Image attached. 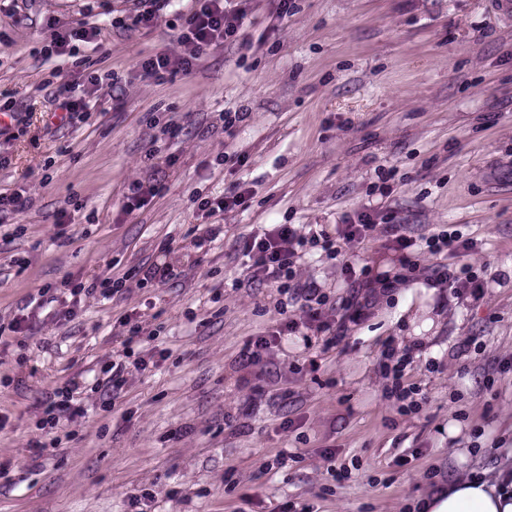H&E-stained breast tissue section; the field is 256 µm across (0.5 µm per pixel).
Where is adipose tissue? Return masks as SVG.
I'll return each instance as SVG.
<instances>
[{
  "mask_svg": "<svg viewBox=\"0 0 512 512\" xmlns=\"http://www.w3.org/2000/svg\"><path fill=\"white\" fill-rule=\"evenodd\" d=\"M501 480L498 472L457 476L427 495L423 512H512V489Z\"/></svg>",
  "mask_w": 512,
  "mask_h": 512,
  "instance_id": "obj_1",
  "label": "adipose tissue"
}]
</instances>
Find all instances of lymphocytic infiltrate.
<instances>
[{
    "instance_id": "1",
    "label": "lymphocytic infiltrate",
    "mask_w": 512,
    "mask_h": 512,
    "mask_svg": "<svg viewBox=\"0 0 512 512\" xmlns=\"http://www.w3.org/2000/svg\"><path fill=\"white\" fill-rule=\"evenodd\" d=\"M244 2L193 0L177 32L179 51L160 52L142 59L140 66L144 75L162 82L169 75L190 72L207 51L237 40L248 16ZM251 198V191L243 182L231 185L219 195L196 192L201 222L194 225L192 231L197 248L209 252L224 233L223 225L216 222L217 217L246 210ZM376 235L383 237L390 257L387 269L379 272L359 263L360 250ZM310 247L333 258L342 257L341 271L348 293L339 305H330L323 285L314 276L304 274L303 259ZM476 247L474 238L451 228L413 235L408 225L371 205L345 214L337 224H268L242 237L238 252L245 260L249 282L276 288L281 297L275 324L263 334L250 338L240 355L239 382L249 391L248 407H255L265 394L249 377L250 364L258 361L264 352L278 347L286 336L299 338L307 346L320 337L325 347H333L352 326L368 317L381 296L419 278L421 270L416 262L419 254L445 257V264L431 271L433 282L447 286L454 294L476 301L483 299L490 281L464 261ZM157 250L158 260L138 264L115 278L105 277L88 284L81 277L69 276L61 282L59 291L68 295L70 306L63 311H49V318L74 317L82 298L95 293L108 299L180 278V271L165 260L166 254L173 250L172 239H165ZM118 325L123 351L118 357L105 361L101 376L92 387L93 393L106 405L124 396L133 371L146 369L158 354L157 349H143L147 330L137 314L123 315ZM410 359L409 349L395 341L383 344L381 368L389 381L388 395L398 402L404 413L418 406L415 388L404 383ZM84 384L82 374L77 373L54 388L40 404L39 429L51 432L62 428L64 423L84 417L86 408L81 397Z\"/></svg>"
}]
</instances>
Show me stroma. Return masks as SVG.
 <instances>
[{
  "instance_id": "stroma-1",
  "label": "stroma",
  "mask_w": 512,
  "mask_h": 512,
  "mask_svg": "<svg viewBox=\"0 0 512 512\" xmlns=\"http://www.w3.org/2000/svg\"><path fill=\"white\" fill-rule=\"evenodd\" d=\"M496 2L293 0L283 17L278 0H248L237 41L158 83L140 61L176 50L189 0L136 30L118 25L133 0H0V105L27 120L0 135V193L32 199L0 217V323L34 326L0 336V458L13 463L0 512H136L130 499L144 489L147 512H417L452 473L512 469V380L496 371L512 355V15ZM55 24L100 35L47 60ZM109 72L112 87L83 121L57 117L52 90ZM228 110L249 115L231 137L219 119ZM160 139L174 166L148 160ZM140 178L163 190L125 214L123 194ZM238 181L250 208L226 214L223 239L200 256L195 192ZM366 203L417 234L461 229L478 243L469 263L494 288L475 304L420 279L329 350L285 337L251 367L265 396L247 411L234 367L277 320L278 295L246 285L238 238L266 224H334ZM62 215L67 239L55 227ZM168 237L179 281L84 299L67 320L34 306L68 276L88 283L156 258ZM132 312L164 361L32 462L28 444L45 436L39 401L75 373L93 379ZM389 338L423 343L407 368L421 390L408 414L385 395Z\"/></svg>"
}]
</instances>
